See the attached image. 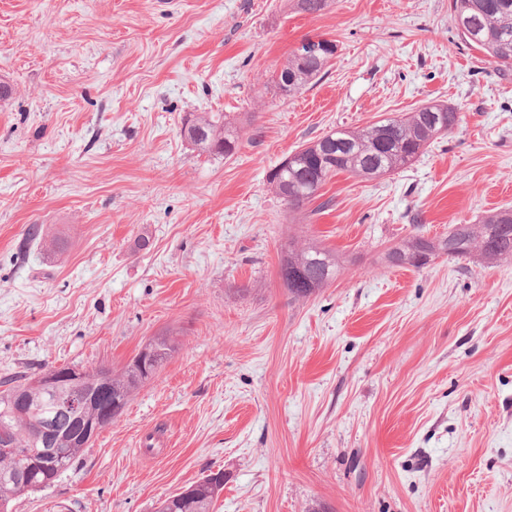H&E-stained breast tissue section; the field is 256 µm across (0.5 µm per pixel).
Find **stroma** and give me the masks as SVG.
<instances>
[{
	"label": "stroma",
	"instance_id": "35a3bbf8",
	"mask_svg": "<svg viewBox=\"0 0 512 512\" xmlns=\"http://www.w3.org/2000/svg\"><path fill=\"white\" fill-rule=\"evenodd\" d=\"M449 3L0 0V377L175 344L14 512H156L218 470L213 512H512V259L385 260L512 207V72ZM313 36L332 65L282 98ZM434 101L460 121L401 172L338 174L312 216L271 188L299 146ZM198 112L245 117L234 156L181 136ZM33 224L64 251L20 249ZM291 239L345 259L303 298ZM331 41L335 43L338 50L336 41ZM334 48L333 44L325 42L320 37H311L302 41L298 49L304 51L305 56L310 57L302 56L296 50L288 55L282 68L275 75V83L281 95L285 99H292L296 94L322 78L326 73L325 69L335 57V55H327ZM319 54H325V56L320 59L311 57Z\"/></svg>",
	"mask_w": 512,
	"mask_h": 512
}]
</instances>
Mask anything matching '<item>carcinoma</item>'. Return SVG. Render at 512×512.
I'll list each match as a JSON object with an SVG mask.
<instances>
[{"label":"carcinoma","instance_id":"cac0c4a2","mask_svg":"<svg viewBox=\"0 0 512 512\" xmlns=\"http://www.w3.org/2000/svg\"><path fill=\"white\" fill-rule=\"evenodd\" d=\"M455 23L464 24L461 38L482 51L503 71L512 69V0H451ZM333 56L305 57L292 51L275 83L281 95L291 99L323 77ZM458 122V112L447 104H424L397 118L381 119L361 129L341 128L320 137L295 152L290 163L282 162L271 175L275 193L294 210L314 200L320 188L333 176L345 172L362 179H373L399 171L412 164L437 139L449 134ZM242 128L237 118L223 113L202 112L184 122V138L209 154L231 157L236 154ZM430 252L451 249L450 257H477L485 261L512 259V209L505 208L484 217L477 224H454L448 235L437 240L419 234L392 248L401 264L415 268L421 249ZM281 277L288 291L306 296L336 277V255L316 245L298 248L288 243L284 251ZM152 361H131L124 373L100 367L62 388L81 393L89 402L86 416H97L105 406L111 418L121 415L129 397L144 381L156 375L174 350L173 341L157 337L148 342ZM39 379L20 382L18 376L0 379V446L4 440L15 448L11 456L0 455V471L11 470L0 479V512H12L20 497L43 490L73 467L92 441L78 435L76 426L59 422L49 396L37 386ZM58 423L50 456L27 453L42 447L33 430L42 424ZM224 489V472H211L179 491L177 512H211Z\"/></svg>","mask_w":512,"mask_h":512}]
</instances>
